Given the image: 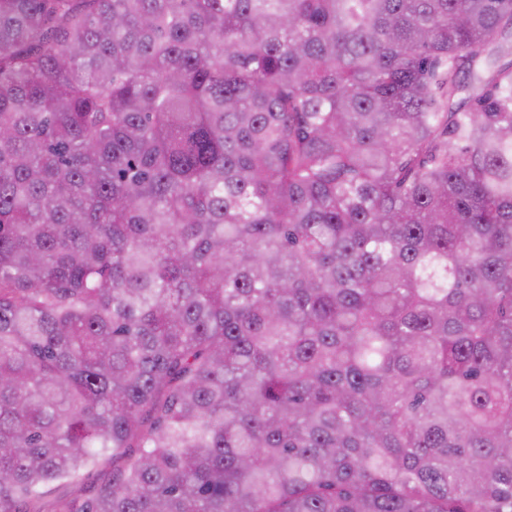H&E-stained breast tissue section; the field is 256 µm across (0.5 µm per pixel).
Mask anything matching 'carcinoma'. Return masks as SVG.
I'll list each match as a JSON object with an SVG mask.
<instances>
[{
    "instance_id": "carcinoma-1",
    "label": "carcinoma",
    "mask_w": 512,
    "mask_h": 512,
    "mask_svg": "<svg viewBox=\"0 0 512 512\" xmlns=\"http://www.w3.org/2000/svg\"><path fill=\"white\" fill-rule=\"evenodd\" d=\"M509 30L0 0V512H512ZM105 471H112V459L106 465V467L102 469H88L82 472L79 483L77 485H73L70 489H66L63 487H55L54 485L49 487L47 493L45 494V508L46 510H52V504L56 497L62 495L63 493L70 491L71 496H79L80 501H82L88 494V490L92 487L98 485L103 477V473Z\"/></svg>"
}]
</instances>
